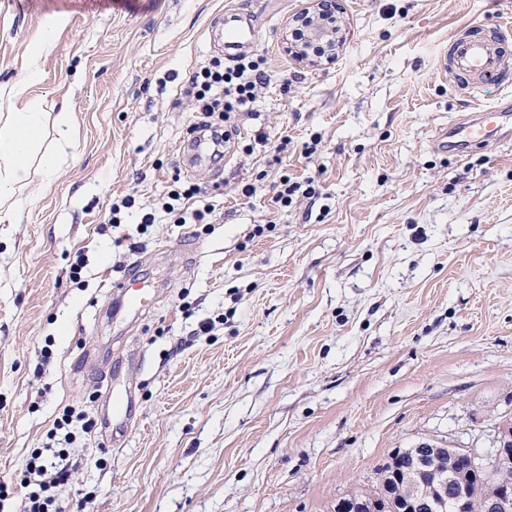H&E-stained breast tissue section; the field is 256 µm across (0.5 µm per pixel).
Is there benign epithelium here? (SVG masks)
<instances>
[{"label": "benign epithelium", "instance_id": "1", "mask_svg": "<svg viewBox=\"0 0 512 512\" xmlns=\"http://www.w3.org/2000/svg\"><path fill=\"white\" fill-rule=\"evenodd\" d=\"M337 0H313L312 6L295 18L296 24H306L305 43H327L333 48L325 61L335 58ZM412 466L406 475L396 477L395 487L362 489L340 498L337 507L344 512H379L380 500H412L422 512H445L453 506V512H471L470 498L452 494L461 474L444 465L447 458L462 459L468 471L480 475L492 488L486 496L484 512H512V484L503 474L512 469V423L499 424L496 430V446L486 453L473 448H441L426 440L416 448H403Z\"/></svg>", "mask_w": 512, "mask_h": 512}]
</instances>
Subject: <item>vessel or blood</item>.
Segmentation results:
<instances>
[{"label":"vessel or blood","instance_id":"vessel-or-blood-1","mask_svg":"<svg viewBox=\"0 0 512 512\" xmlns=\"http://www.w3.org/2000/svg\"><path fill=\"white\" fill-rule=\"evenodd\" d=\"M224 34V57L234 60L253 48L259 41L255 24L245 23L241 13L227 11L219 20ZM507 38L501 28L486 29L484 23H473L462 33L448 39V50L439 59L440 69L450 76L460 94L473 96L481 86L491 80H506L504 56ZM512 135V114L495 107L458 117L448 126L440 128L435 144L442 150L462 151L473 146H488ZM114 313L138 315L151 309L157 296L145 288L141 278L127 273L113 281ZM112 401V421L116 434L113 443H122V433L132 404V389L122 381L112 382L108 389Z\"/></svg>","mask_w":512,"mask_h":512}]
</instances>
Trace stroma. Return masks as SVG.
Masks as SVG:
<instances>
[{"mask_svg":"<svg viewBox=\"0 0 512 512\" xmlns=\"http://www.w3.org/2000/svg\"><path fill=\"white\" fill-rule=\"evenodd\" d=\"M308 5L0 0V83L64 18L28 94L74 119L69 156L0 223V512H20L64 410L101 419L115 375L128 437L71 424L64 512H335L394 449L485 452L512 419V135L462 158L434 144L475 107L512 113V88L472 102L437 70L449 36L512 22V0H340L344 40L318 65L285 49ZM232 6L269 81L196 164L186 88L222 61L212 26ZM283 175L316 195L278 206ZM176 183L213 204L203 223L162 211ZM131 268L161 297L111 319ZM132 387L122 381H112L108 389V399H112V443L120 444L124 441L127 417L130 415L132 404ZM117 433L119 435L117 436Z\"/></svg>","mask_w":512,"mask_h":512,"instance_id":"obj_1","label":"stroma"}]
</instances>
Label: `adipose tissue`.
Instances as JSON below:
<instances>
[{
	"label": "adipose tissue",
	"instance_id": "1",
	"mask_svg": "<svg viewBox=\"0 0 512 512\" xmlns=\"http://www.w3.org/2000/svg\"><path fill=\"white\" fill-rule=\"evenodd\" d=\"M38 77L31 69L0 87V210L12 207L17 189L27 186L33 173L51 175L73 145L71 115H49L27 98Z\"/></svg>",
	"mask_w": 512,
	"mask_h": 512
}]
</instances>
